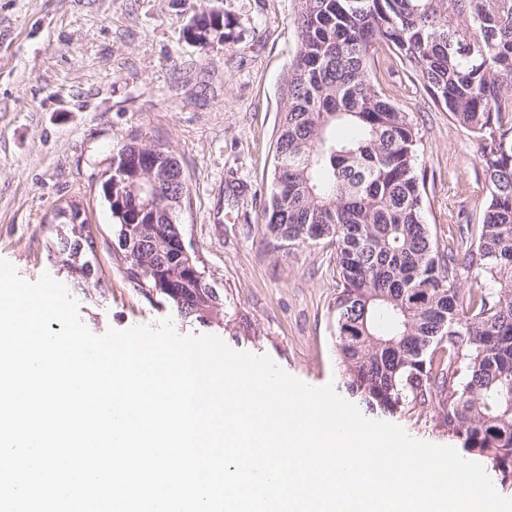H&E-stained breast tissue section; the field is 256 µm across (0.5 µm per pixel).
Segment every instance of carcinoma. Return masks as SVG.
Returning a JSON list of instances; mask_svg holds the SVG:
<instances>
[{"label": "carcinoma", "instance_id": "obj_1", "mask_svg": "<svg viewBox=\"0 0 512 512\" xmlns=\"http://www.w3.org/2000/svg\"><path fill=\"white\" fill-rule=\"evenodd\" d=\"M300 47L284 87L264 239L287 253L327 245L336 255V353L349 390L371 408L440 409V424L512 467V0H296ZM220 15L194 24L196 43L227 38ZM387 48L433 104L473 133L488 205L482 223L440 246L423 217L426 174L407 113L374 84L378 47ZM156 145L128 134L112 156L121 187L103 193L117 239L141 285L164 294L181 316L190 283L160 262L171 242L155 229L180 227L188 189L162 147L166 190L145 191V157ZM88 235L71 227L58 254L90 275ZM473 284L463 288L465 283Z\"/></svg>", "mask_w": 512, "mask_h": 512}]
</instances>
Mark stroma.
Wrapping results in <instances>:
<instances>
[{"instance_id": "1", "label": "stroma", "mask_w": 512, "mask_h": 512, "mask_svg": "<svg viewBox=\"0 0 512 512\" xmlns=\"http://www.w3.org/2000/svg\"><path fill=\"white\" fill-rule=\"evenodd\" d=\"M219 12L231 38L200 50L193 16ZM295 0H0V258L28 281L50 275L96 335L171 319L181 335L215 334L232 349L269 355L312 386L349 391L336 362L335 261L328 247L269 248L268 202L288 68L298 49ZM373 80L416 127L426 172L424 220L440 244L481 223L487 192L477 143L437 109L388 51ZM179 156L190 205L181 232L224 299L220 320L180 316L142 288L118 253L101 185L128 133ZM79 200L94 241L91 274L75 279L56 252L67 232L52 216ZM414 439L461 450L512 498V478L465 449L438 409L373 412Z\"/></svg>"}]
</instances>
